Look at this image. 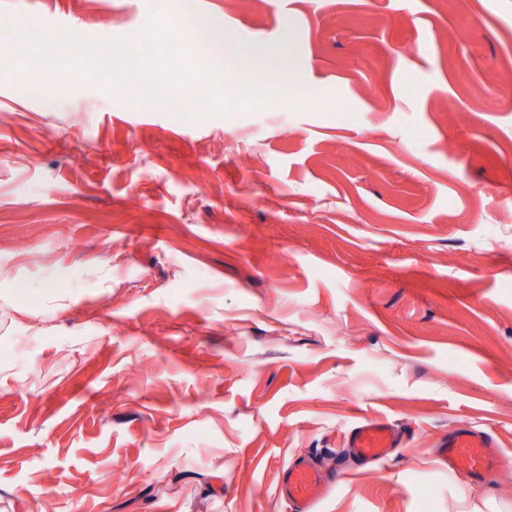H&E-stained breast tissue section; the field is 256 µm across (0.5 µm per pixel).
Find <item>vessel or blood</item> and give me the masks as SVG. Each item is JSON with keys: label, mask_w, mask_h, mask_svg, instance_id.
Wrapping results in <instances>:
<instances>
[{"label": "vessel or blood", "mask_w": 512, "mask_h": 512, "mask_svg": "<svg viewBox=\"0 0 512 512\" xmlns=\"http://www.w3.org/2000/svg\"><path fill=\"white\" fill-rule=\"evenodd\" d=\"M399 443V435L383 421L361 423L348 434L349 452L368 463L382 461ZM442 454L450 469L475 479L484 478L503 463L495 439L469 425L449 431ZM326 491V480L312 462L295 461L286 467L280 494L294 512H316Z\"/></svg>", "instance_id": "b4317fda"}]
</instances>
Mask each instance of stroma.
<instances>
[{"label": "stroma", "instance_id": "1", "mask_svg": "<svg viewBox=\"0 0 512 512\" xmlns=\"http://www.w3.org/2000/svg\"><path fill=\"white\" fill-rule=\"evenodd\" d=\"M269 107L191 122L0 74V512H512V0H191ZM147 0H0L49 35ZM403 442L370 465L357 424ZM491 434L475 480L439 456ZM448 467L471 478L482 479L503 463L495 439L473 426H456L443 444ZM326 491L325 477L312 462L295 460L286 467L280 494L295 512H315Z\"/></svg>", "mask_w": 512, "mask_h": 512}]
</instances>
